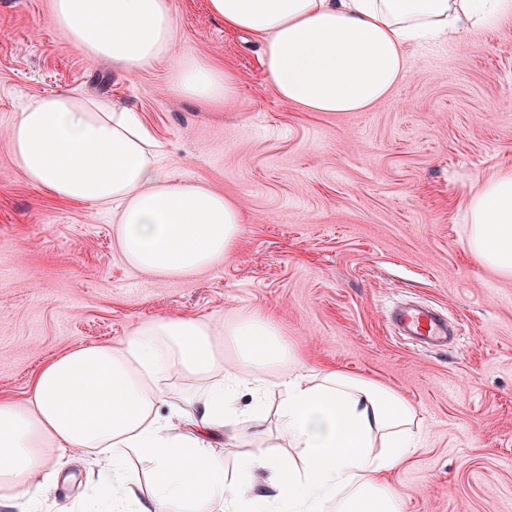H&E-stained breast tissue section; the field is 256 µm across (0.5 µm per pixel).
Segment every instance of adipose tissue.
Wrapping results in <instances>:
<instances>
[{"label":"adipose tissue","instance_id":"adipose-tissue-1","mask_svg":"<svg viewBox=\"0 0 512 512\" xmlns=\"http://www.w3.org/2000/svg\"><path fill=\"white\" fill-rule=\"evenodd\" d=\"M208 10L259 39L265 81L281 101L303 112H360L408 71L409 46L510 16L512 0H208ZM49 21L74 48L130 72L175 57L171 0H53ZM176 59L172 91L206 105L233 97L230 73ZM8 140L32 186L115 205L117 248L143 273L189 278L237 244L239 209L174 181L131 108L54 92L24 105ZM464 219L472 258L512 277V169L475 183ZM271 398L275 436L246 431ZM420 428L391 386L303 365L264 312L220 324L167 314L118 343L52 359L24 400L0 398V491L27 498L45 459L70 453L105 469L95 497L110 512H403L386 477L416 455ZM271 438L279 453L265 450ZM223 442L246 447L234 468L224 465Z\"/></svg>","mask_w":512,"mask_h":512}]
</instances>
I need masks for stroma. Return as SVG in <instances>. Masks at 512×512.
<instances>
[{"label": "stroma", "mask_w": 512, "mask_h": 512, "mask_svg": "<svg viewBox=\"0 0 512 512\" xmlns=\"http://www.w3.org/2000/svg\"><path fill=\"white\" fill-rule=\"evenodd\" d=\"M52 0H0V397L23 399L40 369L86 344L177 313L276 317L310 367L389 384L415 406L421 450L389 482L404 512H512V279L462 243L471 180L512 168V17L410 47L412 67L365 112H303L263 79L261 45L207 0H172L174 57L129 74L70 47ZM215 61L236 91L217 109L169 92L175 57ZM60 90L136 110L174 180L242 211L236 248L166 282L128 266L112 211L65 202L14 166L21 106ZM447 315L448 346L395 335L397 304ZM39 512L89 506L97 465L49 458Z\"/></svg>", "instance_id": "1"}]
</instances>
